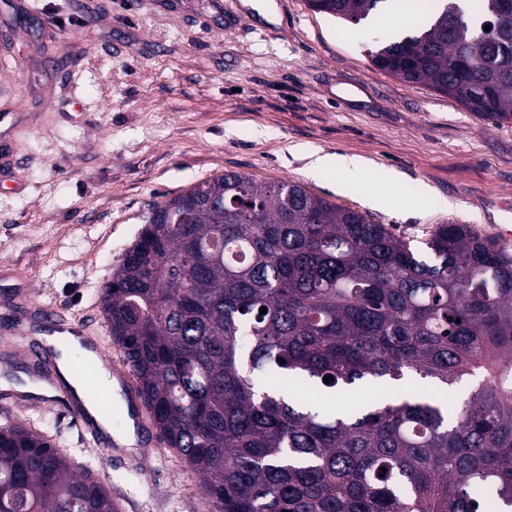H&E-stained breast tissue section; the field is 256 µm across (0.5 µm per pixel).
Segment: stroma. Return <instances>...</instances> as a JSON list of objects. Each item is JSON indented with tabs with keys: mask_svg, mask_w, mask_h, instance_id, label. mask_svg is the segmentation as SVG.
<instances>
[{
	"mask_svg": "<svg viewBox=\"0 0 512 512\" xmlns=\"http://www.w3.org/2000/svg\"><path fill=\"white\" fill-rule=\"evenodd\" d=\"M276 2L269 23L242 0H0V379L39 381L27 356L38 306L79 319L120 360L102 288L154 204L229 171L301 184L419 241L442 224L490 239L512 225V123L372 64L405 15L380 27ZM315 150L370 164L311 174ZM17 395L0 382V426L48 435L119 512H210L202 477L163 441L138 464L50 392Z\"/></svg>",
	"mask_w": 512,
	"mask_h": 512,
	"instance_id": "obj_1",
	"label": "stroma"
}]
</instances>
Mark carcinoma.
<instances>
[{
    "mask_svg": "<svg viewBox=\"0 0 512 512\" xmlns=\"http://www.w3.org/2000/svg\"><path fill=\"white\" fill-rule=\"evenodd\" d=\"M382 2L308 0L355 24ZM499 2L425 0L415 34L371 61L512 122V13L496 15ZM423 245L238 172L152 208L102 310L159 437L204 478L214 512L512 510V255L466 224ZM407 374L474 389L452 408L389 395ZM0 512L118 510L45 434L6 425Z\"/></svg>",
    "mask_w": 512,
    "mask_h": 512,
    "instance_id": "cac0c4a2",
    "label": "carcinoma"
}]
</instances>
